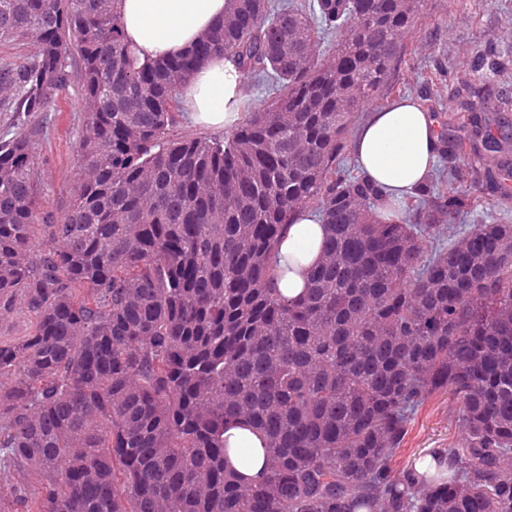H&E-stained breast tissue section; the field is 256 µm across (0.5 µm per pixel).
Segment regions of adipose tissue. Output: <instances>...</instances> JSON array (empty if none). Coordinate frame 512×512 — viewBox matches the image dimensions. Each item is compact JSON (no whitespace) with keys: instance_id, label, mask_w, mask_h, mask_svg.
Wrapping results in <instances>:
<instances>
[{"instance_id":"adipose-tissue-1","label":"adipose tissue","mask_w":512,"mask_h":512,"mask_svg":"<svg viewBox=\"0 0 512 512\" xmlns=\"http://www.w3.org/2000/svg\"><path fill=\"white\" fill-rule=\"evenodd\" d=\"M227 0H119L124 38L140 61L183 53L223 21ZM241 75L232 62L214 55L200 64L182 90L189 120L201 127L230 125V101L239 94ZM435 123L419 101L406 98L369 113L349 144L360 174L386 196L382 217L401 221L403 205L427 183L439 158ZM324 227L309 211L297 214L276 249L283 296L296 298L308 271L322 256ZM249 459H242L241 448ZM225 464L257 484L265 477L266 452L260 433L240 421L224 424Z\"/></svg>"}]
</instances>
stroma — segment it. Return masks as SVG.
I'll return each instance as SVG.
<instances>
[{
	"instance_id": "obj_1",
	"label": "stroma",
	"mask_w": 512,
	"mask_h": 512,
	"mask_svg": "<svg viewBox=\"0 0 512 512\" xmlns=\"http://www.w3.org/2000/svg\"><path fill=\"white\" fill-rule=\"evenodd\" d=\"M404 44L386 86L356 112V120L396 98L413 97L422 100L440 134L453 137L463 129L449 107L456 104L464 84L489 86L512 102V0H427ZM82 120L74 83L59 92L48 111L31 120L40 129L36 145L44 160L39 202L59 216L70 202ZM462 436L458 404L449 393H437L419 408L394 465L409 467L425 450L450 448Z\"/></svg>"
}]
</instances>
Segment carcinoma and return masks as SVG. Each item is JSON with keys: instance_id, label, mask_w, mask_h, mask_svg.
<instances>
[{"instance_id": "cac0c4a2", "label": "carcinoma", "mask_w": 512, "mask_h": 512, "mask_svg": "<svg viewBox=\"0 0 512 512\" xmlns=\"http://www.w3.org/2000/svg\"><path fill=\"white\" fill-rule=\"evenodd\" d=\"M116 0H0L11 113L0 134V512H512V224L463 231L512 191L509 110L465 85L468 141L378 219L344 170L354 112L381 90L425 0H229L186 53L141 65ZM222 54L271 87L227 140L174 137L180 87ZM80 74L82 133L63 219L40 209L36 129ZM482 153L464 171L467 149ZM326 224L305 294L274 255L300 211ZM448 390L464 436L395 471L418 409ZM266 438L264 481L224 467V421ZM40 477L17 498L19 475ZM35 325L34 316L25 311L0 312V336L4 339L28 336Z\"/></svg>"}]
</instances>
